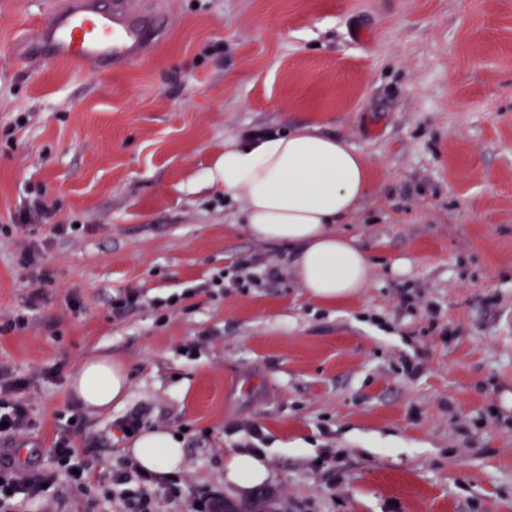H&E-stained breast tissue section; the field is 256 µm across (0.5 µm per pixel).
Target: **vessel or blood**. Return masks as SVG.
<instances>
[{
	"instance_id": "obj_1",
	"label": "vessel or blood",
	"mask_w": 512,
	"mask_h": 512,
	"mask_svg": "<svg viewBox=\"0 0 512 512\" xmlns=\"http://www.w3.org/2000/svg\"><path fill=\"white\" fill-rule=\"evenodd\" d=\"M159 31L132 0H70L39 28L32 52L45 64L103 72L132 63Z\"/></svg>"
}]
</instances>
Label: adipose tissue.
<instances>
[{
  "label": "adipose tissue",
  "instance_id": "adipose-tissue-1",
  "mask_svg": "<svg viewBox=\"0 0 512 512\" xmlns=\"http://www.w3.org/2000/svg\"><path fill=\"white\" fill-rule=\"evenodd\" d=\"M219 176L225 198L243 204L244 229L295 254L296 277L311 298L333 304L367 287L368 254L338 229L370 190L369 163L347 141L316 124L236 137L224 144ZM70 388L84 407L102 411L124 397L127 379L119 363L93 357ZM131 454L140 469L166 476L180 469L184 444L169 430L148 429L132 440ZM274 480L263 452L232 453L224 461V486L235 495Z\"/></svg>",
  "mask_w": 512,
  "mask_h": 512
}]
</instances>
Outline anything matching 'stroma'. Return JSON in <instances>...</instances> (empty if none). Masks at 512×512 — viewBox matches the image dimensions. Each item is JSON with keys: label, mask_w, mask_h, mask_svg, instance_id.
Segmentation results:
<instances>
[{"label": "stroma", "mask_w": 512, "mask_h": 512, "mask_svg": "<svg viewBox=\"0 0 512 512\" xmlns=\"http://www.w3.org/2000/svg\"><path fill=\"white\" fill-rule=\"evenodd\" d=\"M66 2L0 0V364L28 381L0 413L32 422L0 448L48 471L65 433L91 473L19 512H113L135 413L184 442L155 512L224 494L225 455L253 445L280 512H512V0H137L166 24L126 68L18 65ZM307 122L371 164L340 227L369 285L336 306L218 177L225 140ZM246 258L277 278L238 287ZM124 291L142 304L113 311ZM90 355L128 377L100 414L69 385Z\"/></svg>", "instance_id": "obj_1"}]
</instances>
